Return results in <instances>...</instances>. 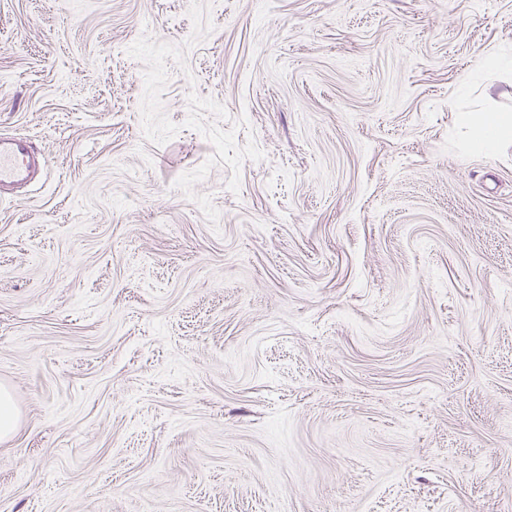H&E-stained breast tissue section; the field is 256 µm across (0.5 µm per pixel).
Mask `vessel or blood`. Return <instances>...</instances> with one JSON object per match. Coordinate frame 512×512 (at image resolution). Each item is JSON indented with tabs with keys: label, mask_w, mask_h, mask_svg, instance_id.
<instances>
[{
	"label": "vessel or blood",
	"mask_w": 512,
	"mask_h": 512,
	"mask_svg": "<svg viewBox=\"0 0 512 512\" xmlns=\"http://www.w3.org/2000/svg\"><path fill=\"white\" fill-rule=\"evenodd\" d=\"M48 167L46 156L28 136L0 135V202L15 197L39 180Z\"/></svg>",
	"instance_id": "b4317fda"
}]
</instances>
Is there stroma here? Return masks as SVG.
<instances>
[{
    "label": "stroma",
    "instance_id": "1",
    "mask_svg": "<svg viewBox=\"0 0 512 512\" xmlns=\"http://www.w3.org/2000/svg\"><path fill=\"white\" fill-rule=\"evenodd\" d=\"M512 0H0V512H512ZM463 121L471 126L481 150L492 151L503 139L512 137V114L508 112L469 113ZM48 167L46 156L28 136L0 135V202L16 196L39 180ZM17 422V412L10 391L0 387V440L7 439L14 431Z\"/></svg>",
    "mask_w": 512,
    "mask_h": 512
}]
</instances>
